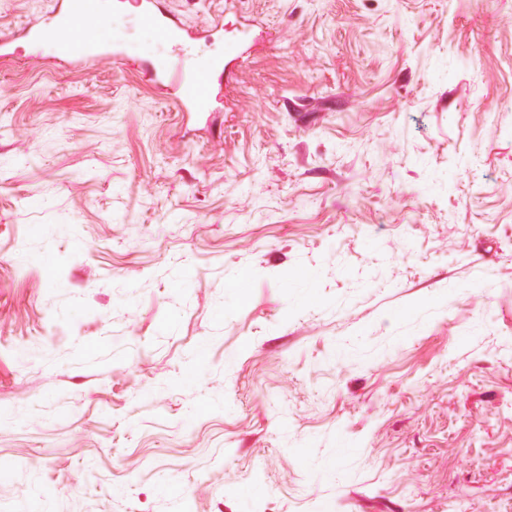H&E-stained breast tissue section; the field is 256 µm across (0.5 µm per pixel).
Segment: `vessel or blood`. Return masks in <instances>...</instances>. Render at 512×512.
<instances>
[{"label":"vessel or blood","instance_id":"vessel-or-blood-1","mask_svg":"<svg viewBox=\"0 0 512 512\" xmlns=\"http://www.w3.org/2000/svg\"><path fill=\"white\" fill-rule=\"evenodd\" d=\"M139 21L152 29L160 41L177 46L192 42L193 36L176 14L168 7L167 0H128ZM100 0H62L59 14L45 18L33 25L19 28V37L35 43L52 44L55 58L64 67L95 65L98 61L91 50L89 38L101 19ZM77 30L78 39L59 37L61 26ZM224 71L220 60L206 59L185 70L179 56H171L160 67L150 69L149 80L168 91L182 111H206L213 95L217 75Z\"/></svg>","mask_w":512,"mask_h":512}]
</instances>
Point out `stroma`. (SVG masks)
Masks as SVG:
<instances>
[{"mask_svg":"<svg viewBox=\"0 0 512 512\" xmlns=\"http://www.w3.org/2000/svg\"><path fill=\"white\" fill-rule=\"evenodd\" d=\"M170 7L0 60V512H512V0ZM125 2L133 7L139 21L152 29L157 38L166 43L182 46L195 41V37L169 8L167 0H117L115 10H122ZM148 80L168 91L182 112H206L213 95L217 75H224V60H201L186 71L178 55L158 68L146 69Z\"/></svg>","mask_w":512,"mask_h":512,"instance_id":"1","label":"stroma"}]
</instances>
